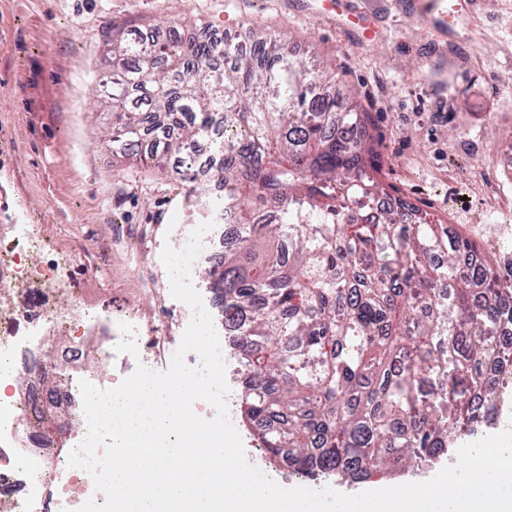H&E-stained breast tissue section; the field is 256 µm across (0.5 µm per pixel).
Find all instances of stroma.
<instances>
[{"label": "stroma", "mask_w": 512, "mask_h": 512, "mask_svg": "<svg viewBox=\"0 0 512 512\" xmlns=\"http://www.w3.org/2000/svg\"><path fill=\"white\" fill-rule=\"evenodd\" d=\"M349 0L377 31L363 42L329 0H0V225H38L84 308L164 339L171 360L193 312L170 294L160 254L201 221L173 172L113 162L98 92L110 26L201 29L244 42L251 26L289 41L369 112L379 180L453 225L512 280V0ZM227 404L247 461L285 488L316 483L270 463L240 412V366L225 339Z\"/></svg>", "instance_id": "stroma-1"}]
</instances>
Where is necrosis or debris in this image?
<instances>
[{
    "instance_id": "1",
    "label": "necrosis or debris",
    "mask_w": 512,
    "mask_h": 512,
    "mask_svg": "<svg viewBox=\"0 0 512 512\" xmlns=\"http://www.w3.org/2000/svg\"><path fill=\"white\" fill-rule=\"evenodd\" d=\"M40 247L34 224L18 225L11 236L0 234V273L17 289L34 280H58L63 257L39 267L27 263L28 253ZM56 294L53 301L39 293L23 306L0 307V512H76L88 500L105 501L85 470L69 466L44 414L54 405L82 415L80 380L114 388V375H87L76 368L91 344L108 347L112 339L101 335L95 315L79 312L68 289ZM50 330L72 338L51 363L42 358Z\"/></svg>"
}]
</instances>
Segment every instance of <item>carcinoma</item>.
Wrapping results in <instances>:
<instances>
[{"label":"carcinoma","instance_id":"obj_1","mask_svg":"<svg viewBox=\"0 0 512 512\" xmlns=\"http://www.w3.org/2000/svg\"><path fill=\"white\" fill-rule=\"evenodd\" d=\"M329 84L260 30L243 52L126 26L99 90L112 156L160 170L173 155L189 196L203 191L192 146L220 160L224 195L208 207L215 224L234 214L232 242L204 275L263 448L302 474L381 478L462 443L503 397L512 365L489 369L512 288L473 241L380 186L370 115ZM167 123L176 141L142 147ZM382 197L392 205L372 219L345 220Z\"/></svg>","mask_w":512,"mask_h":512}]
</instances>
